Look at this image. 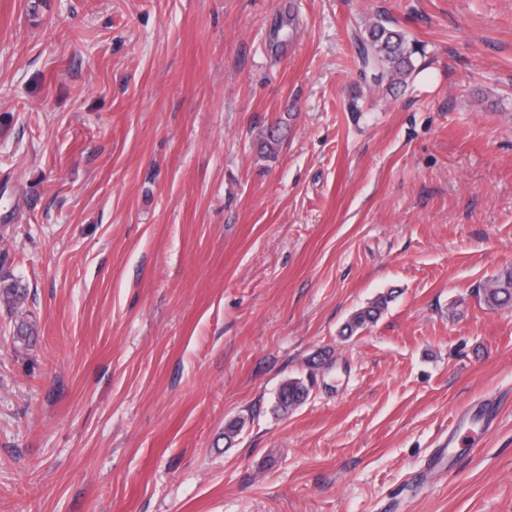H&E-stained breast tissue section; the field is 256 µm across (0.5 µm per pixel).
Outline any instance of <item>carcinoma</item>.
Listing matches in <instances>:
<instances>
[{
  "label": "carcinoma",
  "instance_id": "carcinoma-1",
  "mask_svg": "<svg viewBox=\"0 0 512 512\" xmlns=\"http://www.w3.org/2000/svg\"><path fill=\"white\" fill-rule=\"evenodd\" d=\"M357 66L361 73L369 72L374 80H385L394 85L403 81L412 69L415 49L402 30L383 22L366 27L357 37ZM483 303L495 310L512 304V270H506L478 287ZM26 288L13 278L0 280V304L14 310L24 303ZM391 301V295H382L370 305L355 311L345 323L342 332L348 336L376 322ZM310 392L309 384L301 378L289 379L278 389L272 412L285 415L301 405Z\"/></svg>",
  "mask_w": 512,
  "mask_h": 512
}]
</instances>
